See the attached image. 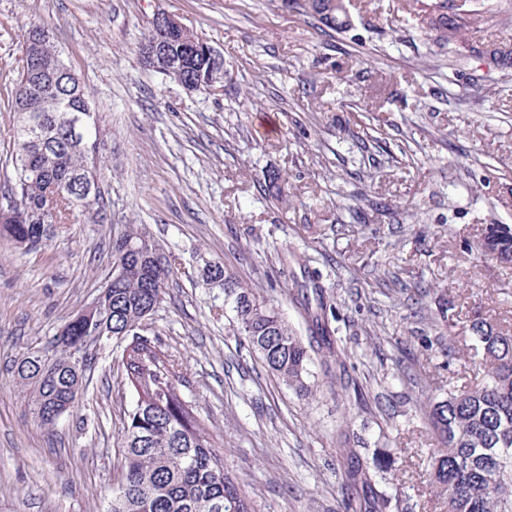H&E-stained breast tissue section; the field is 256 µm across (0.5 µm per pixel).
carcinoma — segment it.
Returning a JSON list of instances; mask_svg holds the SVG:
<instances>
[{
  "instance_id": "1",
  "label": "carcinoma",
  "mask_w": 512,
  "mask_h": 512,
  "mask_svg": "<svg viewBox=\"0 0 512 512\" xmlns=\"http://www.w3.org/2000/svg\"><path fill=\"white\" fill-rule=\"evenodd\" d=\"M329 0H303L329 28L341 27L347 15L327 11ZM430 28L448 41L457 38L467 18L448 13V0L432 4ZM40 36L42 54L57 53L48 29L32 24L26 36ZM184 77L203 79L213 60L201 51L187 52ZM483 53L501 63L512 61V44L489 42ZM67 63L41 72L25 56L16 82L36 84L41 98L57 102L51 112L37 100L22 112L12 99L18 124L14 135V183L6 205L13 212L0 221V238L18 248L42 244L55 224H67L74 211L96 202L107 153L101 116L86 98L77 74ZM480 249L499 263L512 264V227L490 224L482 233ZM177 257L143 224H127L112 238V263L126 266V275L112 281L108 300L112 310V344L120 348L121 383L134 394L125 412L122 478L112 490L108 512H252L245 491L224 469L216 449L193 406L178 388V362L159 340H140L165 296L169 280L178 271ZM198 281L207 288L224 289V305L236 315V335L258 355L264 367L300 397L311 392V367L320 353L336 354V364L323 362L332 393L358 391L347 376L345 347L329 326L334 309L319 301L322 314L311 316L314 336L305 341L267 300L219 265H206ZM89 326L85 317L71 322L55 338L51 349L35 351L13 365V375L29 395L32 413L42 426H51L75 407L74 396L84 389L88 372L100 350L87 353L83 367L73 353L83 345ZM486 379L476 387H450L431 404L430 417L438 447L429 454V477L440 491L444 512H512V335L484 318L471 322ZM386 455L349 452L342 456V499L339 512H391L394 496L381 488Z\"/></svg>"
}]
</instances>
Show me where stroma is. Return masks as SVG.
Returning <instances> with one entry per match:
<instances>
[{
	"mask_svg": "<svg viewBox=\"0 0 512 512\" xmlns=\"http://www.w3.org/2000/svg\"><path fill=\"white\" fill-rule=\"evenodd\" d=\"M331 30L299 0H0V186L31 23L105 118L103 199L31 251L0 240V512H107L121 480L120 350L99 355L72 413L32 416L11 365L50 347L112 272L122 224L149 225L178 258L150 335L176 356L180 391L244 485L253 512H336V428L391 450L398 512H441L424 462L429 405L486 370L469 325L512 333V266L484 259L489 224L512 226V66L468 45L512 41V0H467L480 28L449 42L418 0H346ZM224 56L219 91L146 70L157 14ZM280 172V188L260 178ZM220 264L309 336L298 288L321 286L360 389L296 397L241 345ZM454 329L437 321L445 303ZM453 336L449 355L439 340Z\"/></svg>",
	"mask_w": 512,
	"mask_h": 512,
	"instance_id": "35a3bbf8",
	"label": "stroma"
}]
</instances>
